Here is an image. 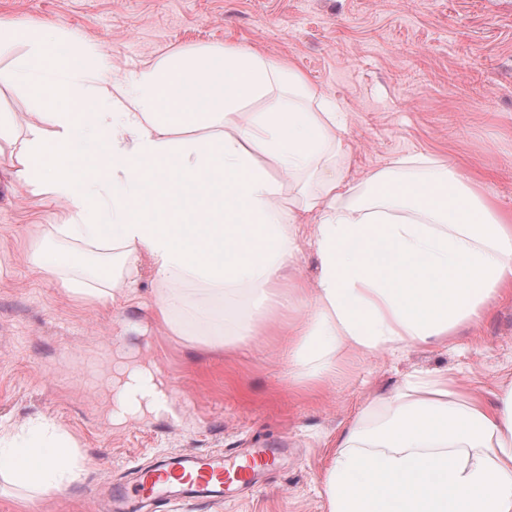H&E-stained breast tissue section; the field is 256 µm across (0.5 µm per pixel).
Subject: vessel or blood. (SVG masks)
Wrapping results in <instances>:
<instances>
[{
	"mask_svg": "<svg viewBox=\"0 0 512 512\" xmlns=\"http://www.w3.org/2000/svg\"><path fill=\"white\" fill-rule=\"evenodd\" d=\"M279 455L276 448L246 449L229 458L221 454L194 455L187 457V466L181 470L169 469L162 462L145 471L130 493L141 499L173 495L192 499L209 493L222 500L251 488L257 475L274 464Z\"/></svg>",
	"mask_w": 512,
	"mask_h": 512,
	"instance_id": "1",
	"label": "vessel or blood"
}]
</instances>
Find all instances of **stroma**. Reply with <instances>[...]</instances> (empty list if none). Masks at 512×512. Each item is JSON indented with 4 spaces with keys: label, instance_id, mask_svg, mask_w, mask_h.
Instances as JSON below:
<instances>
[{
    "label": "stroma",
    "instance_id": "1",
    "mask_svg": "<svg viewBox=\"0 0 512 512\" xmlns=\"http://www.w3.org/2000/svg\"><path fill=\"white\" fill-rule=\"evenodd\" d=\"M0 22L79 39L82 56L65 64L115 86L180 52L258 50L347 112L356 179L404 156L450 157L512 214V0H0ZM42 110L25 86L0 84L17 140L34 127L52 132ZM10 172V157L0 158V433L52 425L71 437L83 471L25 502L0 481V512H327L321 478L339 432L358 414L371 426L393 414L367 410L374 396L441 374L490 403L512 385L509 294L448 341L349 352L313 393L290 377L285 337L222 351L168 333L149 261L128 297L72 298L34 257L39 225L56 223L63 205L23 191ZM113 359L152 361L166 410L112 425L103 379ZM278 441L287 449L277 464L225 502L113 494L158 458Z\"/></svg>",
    "mask_w": 512,
    "mask_h": 512
}]
</instances>
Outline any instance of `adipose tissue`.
Here are the masks:
<instances>
[{"label": "adipose tissue", "mask_w": 512, "mask_h": 512, "mask_svg": "<svg viewBox=\"0 0 512 512\" xmlns=\"http://www.w3.org/2000/svg\"><path fill=\"white\" fill-rule=\"evenodd\" d=\"M9 42L27 51L0 81L30 86L58 130L32 132L19 148L0 115V155L21 188L63 203L49 236L112 250L110 268L78 277L65 271L83 266L82 254L39 253L41 273L77 299L132 290L148 257L161 323L224 349L269 329L297 300L304 311L288 326V364L313 390L344 352L444 341L512 291V216L424 156L358 183L344 113L297 69L255 50L179 54L131 74L120 101L103 86L95 110L85 72L61 66L50 29L1 25L0 45ZM256 101L263 109L249 111ZM196 127L213 134L168 136ZM304 248L314 284L284 290ZM108 384L116 424L155 412L164 395L141 364L121 363ZM382 403L395 410L387 425L356 418L336 445L322 478L328 512H512V387L490 404L442 375ZM80 468L66 433L0 438V478L15 487L59 490Z\"/></svg>", "instance_id": "obj_1"}]
</instances>
